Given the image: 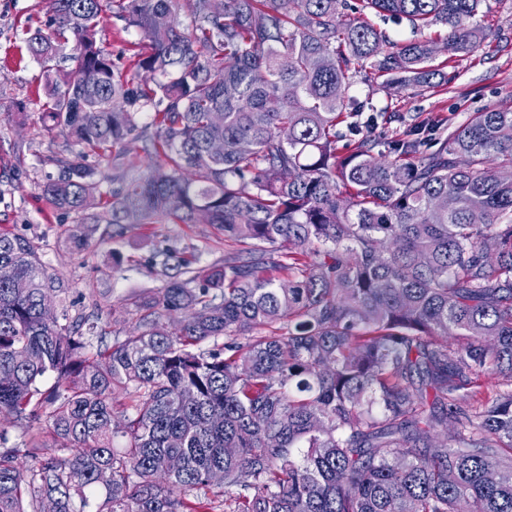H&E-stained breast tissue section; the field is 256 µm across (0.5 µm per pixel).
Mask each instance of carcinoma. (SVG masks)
Returning <instances> with one entry per match:
<instances>
[{"mask_svg":"<svg viewBox=\"0 0 512 512\" xmlns=\"http://www.w3.org/2000/svg\"><path fill=\"white\" fill-rule=\"evenodd\" d=\"M52 2L28 49L51 71L69 32L76 66L40 119L79 152L42 196L117 235L203 211L226 253L154 248L164 287L108 336L0 230V416L23 428L0 434V512H212L214 489L224 512H512V110L384 154L350 94L453 84L434 44L480 51L486 0ZM113 5L145 40L131 76L100 46ZM372 14L445 35L394 43ZM136 131L146 174L123 162ZM90 154L113 167L93 197Z\"/></svg>","mask_w":512,"mask_h":512,"instance_id":"obj_1","label":"carcinoma"}]
</instances>
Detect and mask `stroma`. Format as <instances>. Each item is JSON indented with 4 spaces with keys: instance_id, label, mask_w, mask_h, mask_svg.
I'll return each instance as SVG.
<instances>
[{
    "instance_id": "stroma-1",
    "label": "stroma",
    "mask_w": 512,
    "mask_h": 512,
    "mask_svg": "<svg viewBox=\"0 0 512 512\" xmlns=\"http://www.w3.org/2000/svg\"><path fill=\"white\" fill-rule=\"evenodd\" d=\"M490 4L491 12L481 19L488 33L485 46L475 55L453 59L454 84L418 95L395 87L374 91V104L397 115L376 123L373 133L380 146L401 134L407 119L441 118V131L447 134L474 113L512 109V0ZM51 16L50 0H0V229L24 235L38 248L48 272L64 280L74 312L98 314L99 327L126 332L133 322L123 296L164 285L163 276L144 265L154 245L178 242L194 248L201 265L212 266L223 263L224 242L211 225L198 223L133 224L115 239L106 225L93 230L73 223L45 202L43 183L57 175L60 157L77 151L38 120L47 100L45 76L26 38L28 32L47 29ZM101 37L114 63L128 68L140 33L111 17ZM74 234L85 236V249H74Z\"/></svg>"
}]
</instances>
